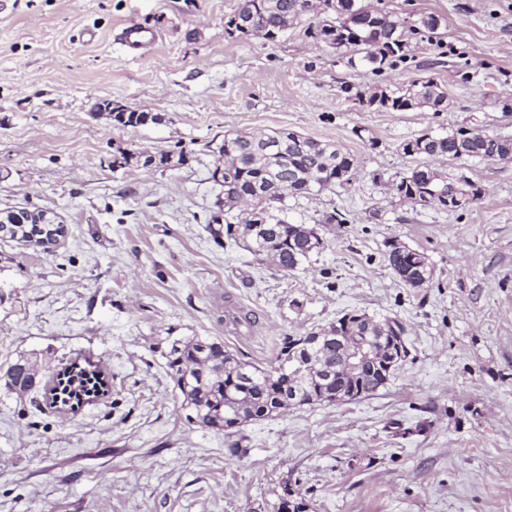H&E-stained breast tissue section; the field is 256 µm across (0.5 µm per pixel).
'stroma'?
Here are the masks:
<instances>
[{
    "mask_svg": "<svg viewBox=\"0 0 512 512\" xmlns=\"http://www.w3.org/2000/svg\"><path fill=\"white\" fill-rule=\"evenodd\" d=\"M438 33L373 74L288 31L229 38L239 0H10L0 11V212L43 210L50 247L0 237V368L51 375L71 361L109 377L73 411L0 382V512H512V161L439 163L482 189L448 211L402 202L373 180L415 163L422 132L512 138V0H369ZM129 25L151 29L125 50ZM95 33L85 42L83 30ZM429 76L447 111L366 110L345 93ZM112 99L156 115L137 129L93 111ZM290 129L340 145L351 184L287 198L290 221L326 241L284 272L207 229L225 134ZM183 152L173 168L113 169L117 148ZM341 215L338 224L324 215ZM398 240L433 278L406 286L385 260ZM255 315L230 330L228 314ZM349 312L398 318L409 354L384 388L347 404L291 408L223 433L188 423L158 346L207 336L260 367L284 337Z\"/></svg>",
    "mask_w": 512,
    "mask_h": 512,
    "instance_id": "35a3bbf8",
    "label": "stroma"
}]
</instances>
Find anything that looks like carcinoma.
<instances>
[{
	"mask_svg": "<svg viewBox=\"0 0 512 512\" xmlns=\"http://www.w3.org/2000/svg\"><path fill=\"white\" fill-rule=\"evenodd\" d=\"M264 31L269 41L277 40L292 28H301L304 37L359 54L349 58L351 67L362 65L379 74L405 58L407 37L417 31L436 32L440 17L423 14L413 22L392 12L372 8L366 0H240L237 10L224 20L228 36L244 40L252 36V23ZM356 100L367 109L404 112L427 108L443 112L448 96L432 78H419L403 89L374 86L358 89ZM115 125L138 128L157 117L123 106L110 112ZM399 148L406 156L423 162L385 179L374 181L391 186L400 200L448 209V196L457 190L474 199L482 189L469 181H457L431 165L433 161L477 157L490 161L512 160V138L489 135L478 129H459L444 134L424 132L403 141ZM224 157L214 174L222 180V197L208 229L217 243L222 239L242 242L252 254L271 260L280 270L290 272L325 248L316 227L290 222L283 216L288 197L320 192L351 183L356 169L353 155L341 147L306 137L293 130L272 133L224 135L219 147ZM141 151L133 146L118 147L112 169L138 162ZM249 200L244 217L236 224L223 222L241 201ZM385 259L397 276L412 288H422L433 277V268L424 253L397 241L387 243ZM323 340L316 346L296 345L284 339L275 364L266 368L237 357L224 343L208 337L181 336L168 340L161 351L188 410L189 423L202 429L224 433L231 439L229 452L244 456L243 427L251 422L280 414L291 406L345 403L375 394L389 380L386 363L391 337L398 338L403 355L408 356L406 329L395 318L376 320L364 313H347L336 321L309 331ZM364 343L374 352L372 360L358 369L349 365L348 345ZM39 375L37 363L20 356L3 378L19 396L37 390L31 379ZM61 406L74 409L72 401L106 393L107 380L101 371L76 362L52 375Z\"/></svg>",
	"mask_w": 512,
	"mask_h": 512,
	"instance_id": "carcinoma-1",
	"label": "carcinoma"
}]
</instances>
